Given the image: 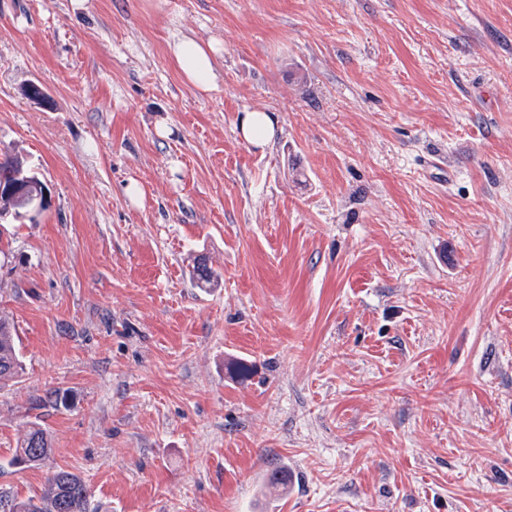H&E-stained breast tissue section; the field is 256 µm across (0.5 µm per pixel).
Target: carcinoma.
Returning <instances> with one entry per match:
<instances>
[{
	"label": "carcinoma",
	"mask_w": 512,
	"mask_h": 512,
	"mask_svg": "<svg viewBox=\"0 0 512 512\" xmlns=\"http://www.w3.org/2000/svg\"><path fill=\"white\" fill-rule=\"evenodd\" d=\"M26 179L36 183L39 178L25 167L24 160L16 155H6L0 160V182ZM22 374V361L14 336V326L0 317V383L14 381ZM39 449L37 460L29 468L40 467L51 451L47 432L34 424L25 434L16 449L12 464L34 456L33 449ZM67 504L69 512H100V506L92 504L84 479L72 472L60 470L47 478L44 491L39 496L12 500V512H61V505Z\"/></svg>",
	"instance_id": "obj_1"
}]
</instances>
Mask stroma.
Instances as JSON below:
<instances>
[{
    "mask_svg": "<svg viewBox=\"0 0 512 512\" xmlns=\"http://www.w3.org/2000/svg\"><path fill=\"white\" fill-rule=\"evenodd\" d=\"M3 153L48 197L0 219V495L512 512V0H0ZM169 51L184 80L202 94L218 90L215 58L217 44L182 37L169 43ZM276 123L271 112L260 109L244 111L239 118L240 136L254 147H265L275 137ZM14 335L13 324L0 317V383L14 381L22 374V361ZM33 448H39L40 455L34 463L25 465L27 468H39L51 451V443L47 432L39 424H33L16 449L12 464L18 465V461L35 456ZM42 461V462H41Z\"/></svg>",
    "mask_w": 512,
    "mask_h": 512,
    "instance_id": "stroma-1",
    "label": "stroma"
}]
</instances>
